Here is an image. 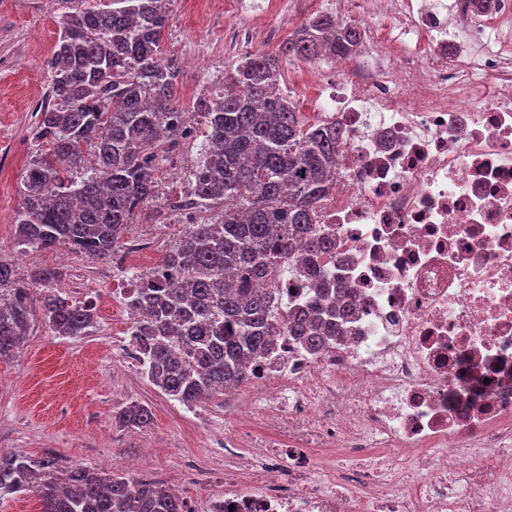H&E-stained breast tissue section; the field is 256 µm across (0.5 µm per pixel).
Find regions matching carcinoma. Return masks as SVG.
<instances>
[{"instance_id": "cac0c4a2", "label": "carcinoma", "mask_w": 512, "mask_h": 512, "mask_svg": "<svg viewBox=\"0 0 512 512\" xmlns=\"http://www.w3.org/2000/svg\"><path fill=\"white\" fill-rule=\"evenodd\" d=\"M61 28L48 62L51 86L35 126L37 152L14 213L24 250L66 248L89 257L112 255L144 205L163 198L155 173L170 162L195 126L205 141L188 171L191 192L163 198L160 224L200 208L167 251L164 269L138 276L127 302L146 310L131 333L145 376L187 408L249 382L248 356L277 336L266 293L258 285L297 243L312 258L334 249L313 224L330 190L341 131L306 125L280 87L279 55L312 61L346 58L359 28L329 14L310 17L275 53H254L224 72V92L199 96L188 112L177 98L179 67L162 56L168 21L163 0H56ZM316 295L288 318V334L319 346L336 335V309L323 303L341 291L309 269ZM63 273L42 268L25 282L0 260V359L15 354L38 293L43 319L58 336L80 337L96 325L95 307L76 303ZM118 422L143 428L150 409L133 402ZM34 493L42 512H187L166 488L56 458L0 451V501Z\"/></svg>"}]
</instances>
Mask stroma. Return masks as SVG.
Listing matches in <instances>:
<instances>
[{
  "label": "stroma",
  "instance_id": "obj_1",
  "mask_svg": "<svg viewBox=\"0 0 512 512\" xmlns=\"http://www.w3.org/2000/svg\"><path fill=\"white\" fill-rule=\"evenodd\" d=\"M169 0L163 32L164 56L179 65L178 96L184 107L195 101V89L213 72L234 63L233 41L217 42L218 29L254 30L261 23L292 34L311 15L326 12L332 0H272L265 19L240 15L222 0ZM58 10L44 0H0V260L12 265L18 279L29 280L40 267L63 273L62 286L78 301L94 304L98 326L78 338L54 335L41 314H34L20 349L0 360V449L23 450L32 457L51 455L60 464L85 465L105 472L148 479L177 490L194 505L224 491L225 430L244 428L250 439L266 440L270 430L257 419L240 420L250 404V387L215 394L200 412L187 410L164 395L147 378L114 364L109 346L113 329L131 322L113 289L129 287L124 274L113 272L108 258L57 250L17 253L11 222L21 203L23 171L34 153L35 112L51 84L48 61L60 35ZM355 62H281V88L306 123L315 84L339 75L352 76ZM143 208L124 237L146 243L154 262H161L184 227L151 220ZM149 406L153 419L143 430L115 425L116 411L128 402ZM195 461L188 470L186 460Z\"/></svg>",
  "mask_w": 512,
  "mask_h": 512
}]
</instances>
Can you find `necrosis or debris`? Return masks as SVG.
<instances>
[{
    "mask_svg": "<svg viewBox=\"0 0 512 512\" xmlns=\"http://www.w3.org/2000/svg\"><path fill=\"white\" fill-rule=\"evenodd\" d=\"M334 11L358 13L371 63L316 101L345 131L315 226L336 243L315 262L345 288L339 335L252 358L279 441L193 512H512V0ZM301 265L261 284L280 320L314 298Z\"/></svg>",
    "mask_w": 512,
    "mask_h": 512,
    "instance_id": "obj_1",
    "label": "necrosis or debris"
}]
</instances>
